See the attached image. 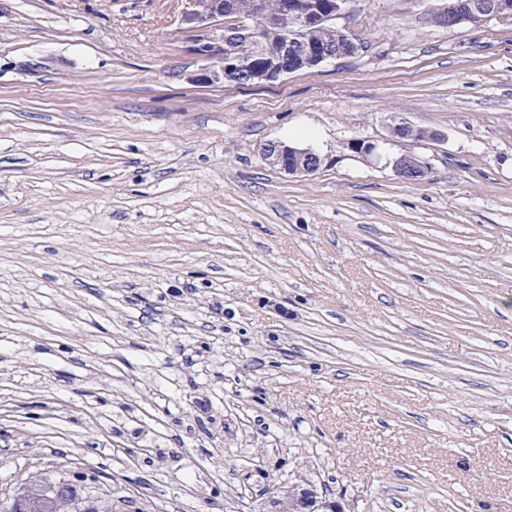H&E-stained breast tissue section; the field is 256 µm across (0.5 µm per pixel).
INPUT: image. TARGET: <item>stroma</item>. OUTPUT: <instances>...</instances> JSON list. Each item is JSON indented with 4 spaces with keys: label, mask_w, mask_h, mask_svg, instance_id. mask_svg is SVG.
Wrapping results in <instances>:
<instances>
[{
    "label": "stroma",
    "mask_w": 512,
    "mask_h": 512,
    "mask_svg": "<svg viewBox=\"0 0 512 512\" xmlns=\"http://www.w3.org/2000/svg\"><path fill=\"white\" fill-rule=\"evenodd\" d=\"M435 5L227 87L184 0H0V512H512V21ZM425 129L421 127H417L407 121H401L399 123L394 124L391 127V134L393 137L401 139V140H410L413 142H424V141H441L443 139V135L437 131L429 130V134L423 136L421 131ZM267 163L292 176H310L316 173L322 159L310 148H301L283 142H272L263 149ZM393 167L398 176L410 180L411 174L417 180L425 175V165L419 158L412 154H403L393 161ZM68 488L74 489V495L64 496L62 498H50L48 501L39 500L34 504L32 512H79L91 511L90 509H81L79 507V494L77 488L69 483H66ZM61 484L54 485L55 494H67L68 489ZM82 500V498L80 499ZM292 489L296 491L291 500H288V491L282 496L283 510L279 512L316 511V506H313L312 499L309 498L308 488H300L297 485L292 486Z\"/></svg>",
    "instance_id": "stroma-1"
}]
</instances>
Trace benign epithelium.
Segmentation results:
<instances>
[{
	"instance_id": "obj_1",
	"label": "benign epithelium",
	"mask_w": 512,
	"mask_h": 512,
	"mask_svg": "<svg viewBox=\"0 0 512 512\" xmlns=\"http://www.w3.org/2000/svg\"><path fill=\"white\" fill-rule=\"evenodd\" d=\"M234 12L233 0H187V8L182 13L180 23L196 31L215 32L224 30V15ZM444 24L453 28L461 24L481 25L492 19H511L512 0H447L438 9ZM348 9L344 5L336 9L317 12L305 3L294 0L292 8L286 12L271 11L265 0H254V9L246 18L238 19L239 29L245 32L250 45L263 46L273 34L281 36L280 57L288 58L286 63L274 62L268 68H249L244 58L233 48H224V41L216 46L225 49L221 65L204 74L207 81H219L226 85L241 84L240 75L247 71L248 82L255 85L270 84L290 73L302 70H315L324 63L340 59L334 45H318L309 39L314 27L324 26L348 37L351 24L345 21ZM423 128L407 121H401L391 127L393 137L413 142L440 141L443 135L429 131L424 136ZM267 163L292 176H310L316 173L322 164L318 154L309 148H301L283 142H272L263 149ZM398 176L405 179L411 174L416 178L425 175V165L412 154H402L393 161ZM281 512H314L316 507L309 498L307 489L295 487L293 497L283 495Z\"/></svg>"
}]
</instances>
